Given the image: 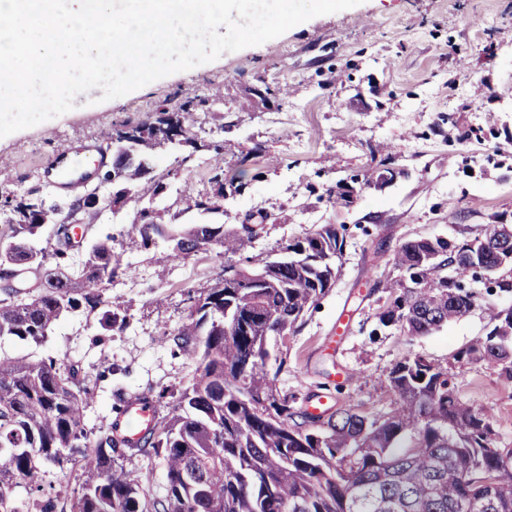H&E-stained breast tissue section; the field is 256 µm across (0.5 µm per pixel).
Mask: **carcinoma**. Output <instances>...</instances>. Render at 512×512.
<instances>
[{"instance_id":"cac0c4a2","label":"carcinoma","mask_w":512,"mask_h":512,"mask_svg":"<svg viewBox=\"0 0 512 512\" xmlns=\"http://www.w3.org/2000/svg\"><path fill=\"white\" fill-rule=\"evenodd\" d=\"M206 98L163 102L157 125L114 127L105 139L124 140L143 158L183 133L181 115L204 109ZM144 166L124 167L122 182L140 196L159 186ZM61 211L46 199L41 209L25 199L0 198V214L15 225L0 240V267L19 271L20 287L3 289L0 337L43 342L61 317L100 315L113 329L125 323L122 304L107 295L115 268L110 240L91 243L80 262L58 242L46 246L44 217ZM501 225L485 224L472 240L426 238L403 242L392 264L408 280L379 281L391 304L377 315L386 326L428 335L464 316L476 293L470 286L512 254L500 244ZM144 249L166 243L163 262L186 261L218 248L242 254L256 231L240 234L222 224H165L143 208L127 231ZM346 246L334 224L279 247L266 277L244 288L200 293L186 320L169 333L173 353L194 364L185 386L140 393L168 413L135 443L107 427L94 437L85 423L90 391L73 364L55 359L0 356V512H56L62 491L44 483L46 462L80 467V493L70 512H512V457L495 445L488 416L462 401L448 371L421 355L396 363L388 381L397 408L370 418L351 406L315 415L280 391L270 359L284 364L271 337L285 338L336 279V258ZM453 275H448V271ZM485 340L462 356L494 362L512 378V312H486ZM413 443L402 446L405 438ZM160 458L163 493L148 498L126 469L136 457Z\"/></svg>"}]
</instances>
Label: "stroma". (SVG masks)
Here are the masks:
<instances>
[{"label":"stroma","instance_id":"stroma-1","mask_svg":"<svg viewBox=\"0 0 512 512\" xmlns=\"http://www.w3.org/2000/svg\"><path fill=\"white\" fill-rule=\"evenodd\" d=\"M288 86L284 100L254 95L260 83ZM221 91L208 110L184 116L191 133L222 145V153L171 147L149 159L152 182L164 193L143 196L119 210L86 217L87 241L113 238L119 268L110 295L125 306L123 328L106 331L97 316L72 313L41 344L0 337V355L54 358L78 366L91 390L87 427L113 421L120 392L180 386L193 367L174 356L165 334L187 317L188 291L212 286L224 274L215 251L164 265L124 233L147 207L168 224H221L240 230L247 214H268L248 250L271 260L282 243L322 224L345 225L347 249L336 281L283 345L280 390L307 399L326 396L370 415L397 402L388 385L393 366L421 355L446 369L459 396L487 413L497 448L512 453V378L500 365L461 359L489 326L486 308L512 307V293L475 284V307L427 336L378 328L388 297L378 281L397 277L391 258L414 238L471 240L493 216L512 223V0H362L352 8L312 18L261 45L226 52L216 60L156 80L120 98L78 99L73 109L0 138V195L37 194L72 203L98 179L71 191L43 173L46 159L104 131L159 119L171 97ZM473 128L485 139L470 138ZM391 145L404 177L385 188L358 184L351 206L324 198L327 189L376 168L372 147ZM261 146L245 163V188L203 213L188 193L209 194L217 171H233L242 153ZM112 375H104L106 367Z\"/></svg>","mask_w":512,"mask_h":512}]
</instances>
